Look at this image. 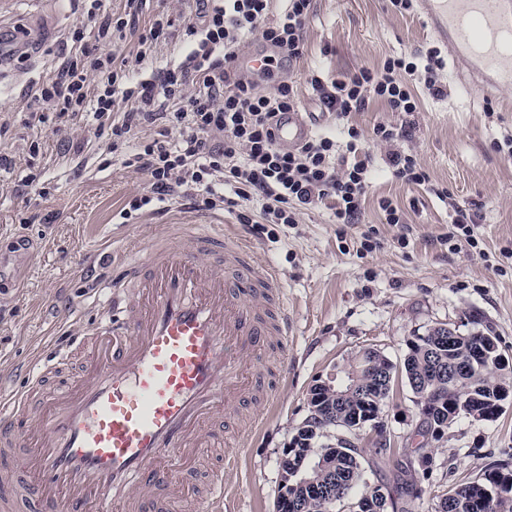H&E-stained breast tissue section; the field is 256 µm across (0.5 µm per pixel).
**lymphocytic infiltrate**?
I'll use <instances>...</instances> for the list:
<instances>
[{"label":"lymphocytic infiltrate","instance_id":"obj_1","mask_svg":"<svg viewBox=\"0 0 512 512\" xmlns=\"http://www.w3.org/2000/svg\"><path fill=\"white\" fill-rule=\"evenodd\" d=\"M197 2V19L185 30L184 60L146 79L142 72L154 44L170 36L168 14H155L144 35L136 29V17L146 0H126L122 14L105 8L104 0H87L95 38H88L85 26L75 27L74 52L63 57L36 97L60 125L87 118L98 135L108 137L113 156L125 168L147 175V193L126 201L118 213L121 222L160 204L187 201L197 209L234 213L242 224H295L302 210L321 206L331 210L336 223H360L371 158L358 154L357 128H348L342 146L317 134L296 149H280L274 129L280 116L297 109L298 86L283 82L263 93L234 67L241 45L255 36L276 50L282 64L302 59L311 0H289L274 22L268 19L270 0ZM130 36L138 44L134 54L119 57L101 47L108 39ZM444 71L442 53L433 46L332 79L312 73L306 83L324 108L344 121L374 100L393 112H416L414 81L438 98L444 94ZM143 127L149 136L127 148L133 132ZM374 134L395 178L428 183L416 158L398 147L406 128L381 123Z\"/></svg>","mask_w":512,"mask_h":512}]
</instances>
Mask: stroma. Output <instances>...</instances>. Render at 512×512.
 Segmentation results:
<instances>
[{
  "label": "stroma",
  "instance_id": "stroma-1",
  "mask_svg": "<svg viewBox=\"0 0 512 512\" xmlns=\"http://www.w3.org/2000/svg\"><path fill=\"white\" fill-rule=\"evenodd\" d=\"M0 15V35L20 44L0 64V154L12 160L0 170V253L11 255L12 287L0 291V385L5 390L37 368L44 342L65 349L111 313L112 276L97 265L102 255L145 242L165 225L188 218L231 225L250 242L257 263L283 275L280 302L292 333L286 351L271 350L269 379L277 392L264 423L245 441L216 427L222 445L200 449L187 477L205 487L225 456L238 460L226 473L233 512H275L282 462L293 435L310 415L309 393L359 351L378 350L401 365L415 337L450 322L461 332L496 336L512 362V155L498 149L512 131V99H488L462 84L461 67L448 63V95L433 99L417 88L419 112L388 111L375 101L347 122L325 115L321 129L340 134L343 124L361 133L365 150L380 154L377 124L407 126L403 149L413 154L433 183L448 188L463 206L477 211L473 242H454L447 203L425 186L392 178L377 162L358 224H335L326 209L301 212L298 223L256 230L235 214L202 211L178 202L144 214L131 224L113 217L131 196L146 193L148 180L106 160V142L94 127L77 122L58 131L50 112H31L32 90L54 75L62 54L72 49L70 32L87 16L82 0H13ZM304 58L272 78L262 91L288 81L303 85L309 69L324 76L374 66L396 54L432 46L416 13L392 10L389 0H312ZM39 190L24 187L28 174ZM390 198L404 210L403 224L380 221L378 203ZM29 238L39 249L14 254ZM416 397L396 378L379 416V426L344 434L359 449L368 486L392 492L406 471L417 474L421 494L398 503L402 512H434L440 495L477 480L496 461L512 463V403L493 421L463 416L428 447L434 463L418 474L408 450L422 422Z\"/></svg>",
  "mask_w": 512,
  "mask_h": 512
}]
</instances>
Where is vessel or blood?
I'll list each match as a JSON object with an SVG mask.
<instances>
[{
    "instance_id": "b4317fda",
    "label": "vessel or blood",
    "mask_w": 512,
    "mask_h": 512,
    "mask_svg": "<svg viewBox=\"0 0 512 512\" xmlns=\"http://www.w3.org/2000/svg\"><path fill=\"white\" fill-rule=\"evenodd\" d=\"M430 35L484 89L512 87V0H416ZM308 112L286 114L278 147L304 143ZM120 318L101 323L81 354L87 376L32 398L40 378L0 398V456H16L17 495L0 512H222L224 481L190 491L186 459L217 418L255 411L264 357L289 334L278 306L282 274L251 258L221 224H169L151 242L107 256Z\"/></svg>"
}]
</instances>
